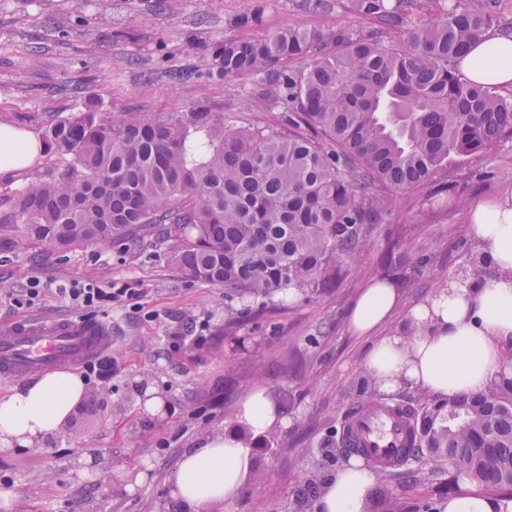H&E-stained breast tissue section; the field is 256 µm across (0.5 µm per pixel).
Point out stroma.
<instances>
[{
    "mask_svg": "<svg viewBox=\"0 0 512 512\" xmlns=\"http://www.w3.org/2000/svg\"><path fill=\"white\" fill-rule=\"evenodd\" d=\"M299 0H112L111 13L91 0H0V123L45 138L50 124L77 113L85 100L110 113L132 110L187 112L211 104L236 127L283 129V109L263 94L255 77L193 79L171 85L165 73L201 64L203 44L224 38L259 39L284 27L327 31L357 28L378 37L376 25L357 21L341 7L307 13ZM262 6L260 25L238 20ZM71 19L67 37L57 21ZM133 33L118 36V29ZM69 159L46 149L32 168L0 173V321L38 314L77 315L81 309L57 295L60 285L96 282L131 288L135 301L93 310L112 324V369L86 383V408L72 426L46 445L0 451V491L11 504L0 512H177L165 483L184 449L235 425L240 403L257 389L280 402L285 426L275 455L253 449L254 467L232 509L213 512H295L306 485L322 487L351 453L340 441L348 407L370 401L358 382L365 339L354 336L345 316L369 283L393 281L404 305L475 272L467 205L512 186V140L437 173L448 194L390 193L367 248L334 287L296 294L284 306L251 301L242 325L225 329L223 289L195 280L170 262L163 247L83 244L64 251L42 243L20 247L12 214L28 184L65 173ZM425 259L420 275L411 264ZM39 286L38 295L27 290ZM194 339H187V331ZM147 383L163 403L145 413L136 392ZM410 471L376 482L368 512L399 498L403 512L448 495L454 470L443 466L428 484Z\"/></svg>",
    "mask_w": 512,
    "mask_h": 512,
    "instance_id": "obj_1",
    "label": "stroma"
}]
</instances>
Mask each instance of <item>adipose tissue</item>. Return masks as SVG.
Instances as JSON below:
<instances>
[{"mask_svg":"<svg viewBox=\"0 0 512 512\" xmlns=\"http://www.w3.org/2000/svg\"><path fill=\"white\" fill-rule=\"evenodd\" d=\"M459 68L471 81L512 86V35L487 33L471 44ZM31 132L0 124V173L26 168L43 153ZM466 221L491 276L449 280L413 304L399 326L385 325L401 299L387 282L361 290L348 310V329L370 337L363 368L378 392L424 393L448 400L482 395L512 380V191L468 207ZM83 378L53 371L0 393V448H28L53 436L81 399ZM242 430L259 435L283 426L272 397L255 391L238 407ZM250 467L240 433L208 438L185 449L168 477L171 498L182 512L233 506ZM375 476L356 462L338 469L315 498L313 512H366ZM437 512H512V499L478 493L461 480L458 494L439 501Z\"/></svg>","mask_w":512,"mask_h":512,"instance_id":"1","label":"adipose tissue"}]
</instances>
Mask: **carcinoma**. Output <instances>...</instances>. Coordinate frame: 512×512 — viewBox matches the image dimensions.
Returning <instances> with one entry per match:
<instances>
[{
    "label": "carcinoma",
    "mask_w": 512,
    "mask_h": 512,
    "mask_svg": "<svg viewBox=\"0 0 512 512\" xmlns=\"http://www.w3.org/2000/svg\"><path fill=\"white\" fill-rule=\"evenodd\" d=\"M501 0H347L360 31L284 28L201 47L202 70L169 81L254 76L286 110L288 134L230 128L224 113L112 115L87 102L48 130L72 159L25 187L21 241L166 245L229 301L331 286L368 241L386 192L429 188L448 161L512 138V98L466 80L463 50L499 22ZM412 447L489 495H512V381L484 395L405 407Z\"/></svg>",
    "instance_id": "1"
}]
</instances>
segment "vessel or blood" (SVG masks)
Here are the masks:
<instances>
[{
  "label": "vessel or blood",
  "instance_id": "vessel-or-blood-1",
  "mask_svg": "<svg viewBox=\"0 0 512 512\" xmlns=\"http://www.w3.org/2000/svg\"><path fill=\"white\" fill-rule=\"evenodd\" d=\"M112 349V324L84 316L36 315L0 323V377L15 379L65 365H82ZM354 454L383 465L405 457L409 438L401 418L356 407L342 426Z\"/></svg>",
  "mask_w": 512,
  "mask_h": 512
}]
</instances>
